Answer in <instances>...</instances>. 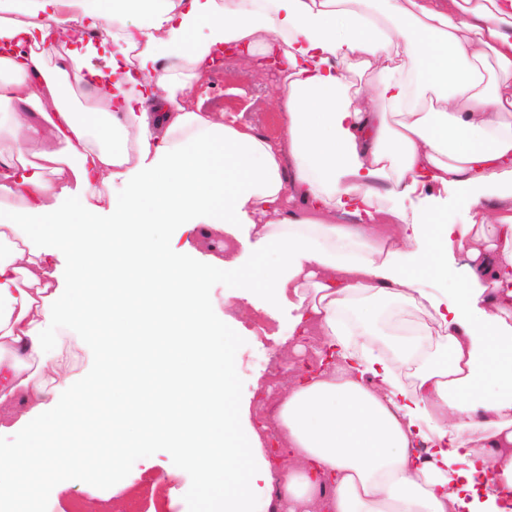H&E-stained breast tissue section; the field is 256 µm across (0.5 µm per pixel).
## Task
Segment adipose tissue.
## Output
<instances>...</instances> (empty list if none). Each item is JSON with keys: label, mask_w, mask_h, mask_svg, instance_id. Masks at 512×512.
Instances as JSON below:
<instances>
[{"label": "adipose tissue", "mask_w": 512, "mask_h": 512, "mask_svg": "<svg viewBox=\"0 0 512 512\" xmlns=\"http://www.w3.org/2000/svg\"><path fill=\"white\" fill-rule=\"evenodd\" d=\"M55 27L105 28L110 72L49 41ZM2 39L16 52L0 56V103L24 109L0 114L11 134L0 149V403L20 392L30 402L31 450L0 467V497L52 491L44 472L68 457L82 406L58 378L52 340L102 319L115 340L113 455L100 479L161 448L171 471L198 474L201 512H256L270 463L236 397L234 337L261 288L327 354L281 395L278 503L504 512L512 0H0ZM231 44L282 58L278 139L241 114L184 105ZM32 150L37 162L16 165ZM457 205L466 221L449 217ZM104 211L109 221L94 222ZM200 224L253 235L274 269L257 278L230 251L208 267L192 247L171 251L164 228ZM216 272L234 298L221 323L210 316ZM96 275L104 287H89ZM391 297L420 316L429 349L349 315Z\"/></svg>", "instance_id": "1"}]
</instances>
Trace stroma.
<instances>
[{"label":"stroma","instance_id":"obj_1","mask_svg":"<svg viewBox=\"0 0 512 512\" xmlns=\"http://www.w3.org/2000/svg\"><path fill=\"white\" fill-rule=\"evenodd\" d=\"M278 82V74L261 69L255 59L226 58L194 80L186 105L205 112L242 113L258 133L275 140L280 134V115L273 104ZM288 324V312L282 309L277 313L274 335H265V322L260 319L247 322L245 330L235 336L236 396L249 423H259L262 417V397L255 392V381L270 382L274 392H281L291 369L317 360L319 339L315 336L299 339L297 352L284 359L279 339L287 335ZM112 341L111 329L103 324L95 329H62L56 335L55 368L60 377L81 384L87 404L80 422L98 431L94 442L74 441L71 452L78 457V464H61L49 471L48 478L58 490L52 498L56 512H70L75 505L80 512H122L140 488L150 489L166 512H198L196 472L185 468L170 474L163 450H156V461L149 467L140 458H128L115 468L110 481L90 475V467H105L112 458L108 419L99 412L100 407L112 403V366L108 361Z\"/></svg>","mask_w":512,"mask_h":512}]
</instances>
